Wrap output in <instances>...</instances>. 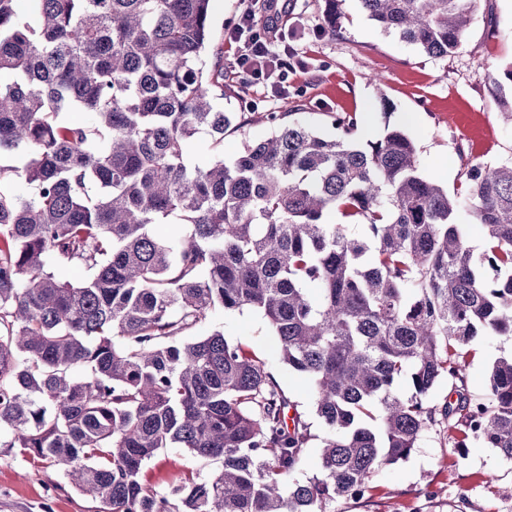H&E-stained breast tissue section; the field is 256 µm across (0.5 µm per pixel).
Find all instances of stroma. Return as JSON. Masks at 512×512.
Returning a JSON list of instances; mask_svg holds the SVG:
<instances>
[{
	"label": "stroma",
	"instance_id": "stroma-1",
	"mask_svg": "<svg viewBox=\"0 0 512 512\" xmlns=\"http://www.w3.org/2000/svg\"><path fill=\"white\" fill-rule=\"evenodd\" d=\"M292 3L288 16L277 21L294 65L288 93L279 96L270 85L244 82L233 66L236 47L226 34L239 20L242 0H213L208 59L223 64L224 109L236 115L235 129L224 136L225 157L269 133L263 113L294 109L298 120L327 136L336 133V112L360 115L361 141L379 137L388 124L402 128L417 145L423 173L452 195L471 190V166L512 159V124L497 108L492 82L512 64V0H473L470 34L447 58L426 56L384 33L356 0H343L333 35L326 31V0ZM215 330L269 359L284 390L306 412L312 439L295 477L315 475L325 427L312 412L308 381L279 360L276 338L260 314L216 308L186 336L194 340ZM510 355L512 344L494 337L469 345L472 398H483L494 361ZM219 467V461L193 457L186 449L166 448L144 465L142 475L164 489L175 478H203ZM370 486L364 498L337 499L334 512H512V462L474 441L458 451L436 429L425 432L406 460L376 471ZM0 512H97V504L54 468L0 448Z\"/></svg>",
	"mask_w": 512,
	"mask_h": 512
}]
</instances>
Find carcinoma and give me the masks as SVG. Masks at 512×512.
<instances>
[{
    "label": "carcinoma",
    "mask_w": 512,
    "mask_h": 512,
    "mask_svg": "<svg viewBox=\"0 0 512 512\" xmlns=\"http://www.w3.org/2000/svg\"><path fill=\"white\" fill-rule=\"evenodd\" d=\"M357 2L430 57L470 32L472 0ZM211 8L0 0V448L55 467L101 512H333L439 424L454 447L512 461V356L477 401L463 352L512 340V160L471 168L461 199L399 127L360 141L343 112L325 137L268 112L266 138L191 163L189 139L221 147L232 123L206 59ZM462 208L485 229L481 252ZM172 218L190 226L177 246L152 231ZM70 265L88 277L56 274ZM215 307L262 315L310 379L327 428L315 476L286 485L310 426L267 360L218 331L184 341ZM164 448L221 468L158 490L142 469ZM457 224H462L466 233L469 244L480 252L486 247V238L480 224L475 223V219L468 211H460L457 213Z\"/></svg>",
    "instance_id": "cac0c4a2"
}]
</instances>
